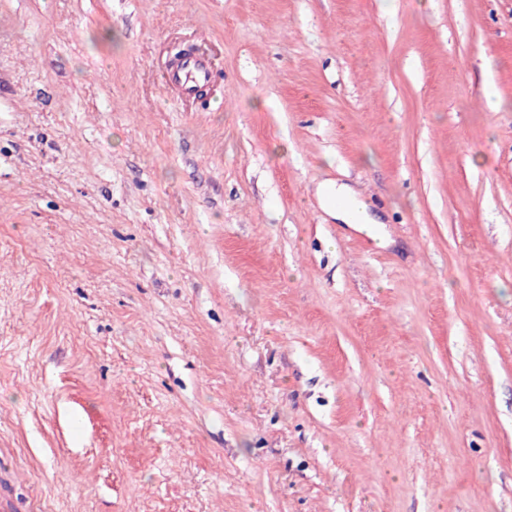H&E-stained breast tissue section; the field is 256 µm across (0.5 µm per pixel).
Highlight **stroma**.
<instances>
[{
    "mask_svg": "<svg viewBox=\"0 0 512 512\" xmlns=\"http://www.w3.org/2000/svg\"><path fill=\"white\" fill-rule=\"evenodd\" d=\"M0 512H512V0H0ZM210 76V70L204 61L187 56L166 72L163 80L176 86L184 95L191 96L207 85ZM318 199L329 214L344 224L365 225L379 224L368 212L358 199L357 193L345 186L329 183L321 186L317 191ZM340 201H351L357 204L356 212L340 204ZM372 222V223H370Z\"/></svg>",
    "mask_w": 512,
    "mask_h": 512,
    "instance_id": "1",
    "label": "stroma"
}]
</instances>
